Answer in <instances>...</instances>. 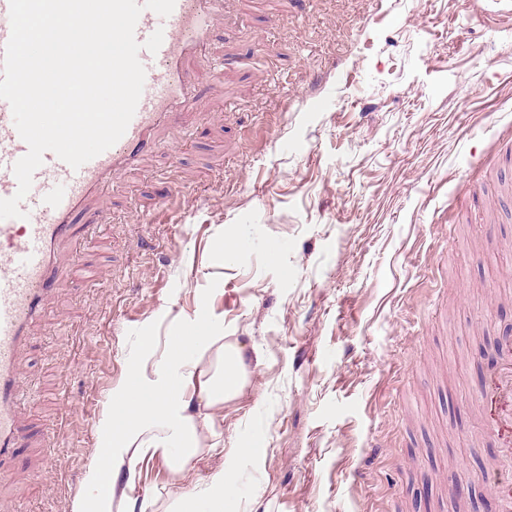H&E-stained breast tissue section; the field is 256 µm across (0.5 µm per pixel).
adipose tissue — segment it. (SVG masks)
<instances>
[{"instance_id":"ef3b65f1","label":"adipose tissue","mask_w":512,"mask_h":512,"mask_svg":"<svg viewBox=\"0 0 512 512\" xmlns=\"http://www.w3.org/2000/svg\"><path fill=\"white\" fill-rule=\"evenodd\" d=\"M203 335L199 323L191 322L170 337L161 359L142 371L140 381L120 389L127 426L117 448L106 452L104 460L126 459L129 478H136L155 459L164 460L172 472L184 471L197 455V415L193 400L214 408L237 397L244 386L247 365L243 348L229 344L222 348V363L211 375H204L198 361L186 362V351L206 355L215 344Z\"/></svg>"}]
</instances>
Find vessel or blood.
I'll return each mask as SVG.
<instances>
[{
  "instance_id": "vessel-or-blood-1",
  "label": "vessel or blood",
  "mask_w": 512,
  "mask_h": 512,
  "mask_svg": "<svg viewBox=\"0 0 512 512\" xmlns=\"http://www.w3.org/2000/svg\"><path fill=\"white\" fill-rule=\"evenodd\" d=\"M224 0H175L169 16L143 10L135 37L146 42L162 31L157 52L140 50L145 84L125 134L112 147L72 169L54 153L44 155L33 175L41 194L27 195L20 204L22 217L0 220V461L21 445L17 410L18 387L23 380L21 355L30 326L44 313L43 302L54 287L66 282L72 267L61 263L57 247L77 236L73 214L96 196L100 188L128 172L137 161V147L146 145L161 127L178 124L196 87L186 64L205 46L213 16ZM28 147L19 136L9 103L0 99V198L18 188L13 173ZM481 402L493 415L495 430L505 447H512V350L501 376L482 390Z\"/></svg>"
}]
</instances>
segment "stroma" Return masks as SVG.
<instances>
[{
  "instance_id": "obj_1",
  "label": "stroma",
  "mask_w": 512,
  "mask_h": 512,
  "mask_svg": "<svg viewBox=\"0 0 512 512\" xmlns=\"http://www.w3.org/2000/svg\"><path fill=\"white\" fill-rule=\"evenodd\" d=\"M484 2L225 0L199 96L63 250L79 273L31 331L0 512L95 502L115 392L199 318L242 345L244 393L184 473L116 464L111 512H207L216 431L229 512L494 508L512 457L479 352L512 311V5Z\"/></svg>"
}]
</instances>
